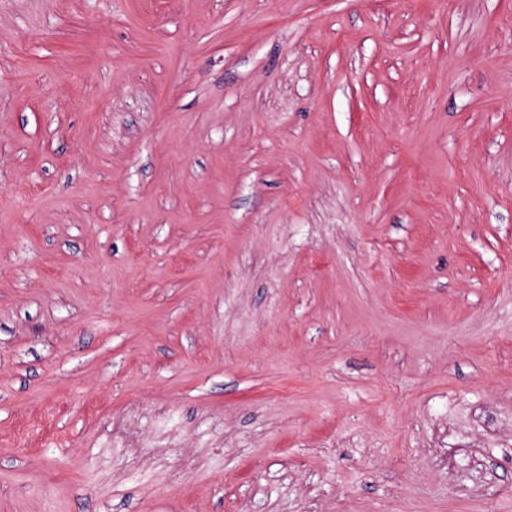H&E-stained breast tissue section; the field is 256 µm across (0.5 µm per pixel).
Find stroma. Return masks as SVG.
I'll return each instance as SVG.
<instances>
[{"label":"stroma","mask_w":512,"mask_h":512,"mask_svg":"<svg viewBox=\"0 0 512 512\" xmlns=\"http://www.w3.org/2000/svg\"><path fill=\"white\" fill-rule=\"evenodd\" d=\"M0 512H512V0H0Z\"/></svg>","instance_id":"stroma-1"}]
</instances>
